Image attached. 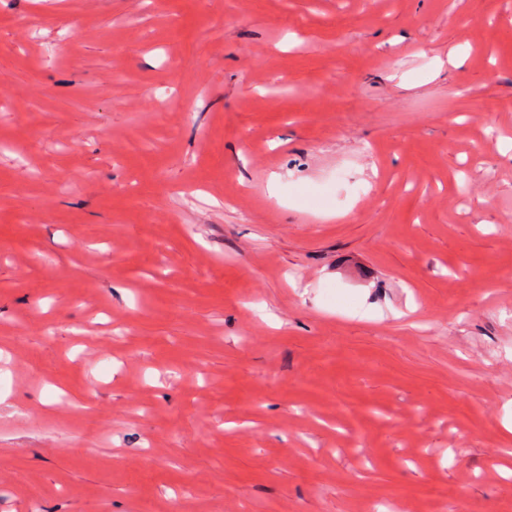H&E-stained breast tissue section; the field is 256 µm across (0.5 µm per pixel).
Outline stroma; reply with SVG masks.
<instances>
[{
	"instance_id": "35a3bbf8",
	"label": "stroma",
	"mask_w": 512,
	"mask_h": 512,
	"mask_svg": "<svg viewBox=\"0 0 512 512\" xmlns=\"http://www.w3.org/2000/svg\"><path fill=\"white\" fill-rule=\"evenodd\" d=\"M509 141L512 0H0V512H512Z\"/></svg>"
}]
</instances>
